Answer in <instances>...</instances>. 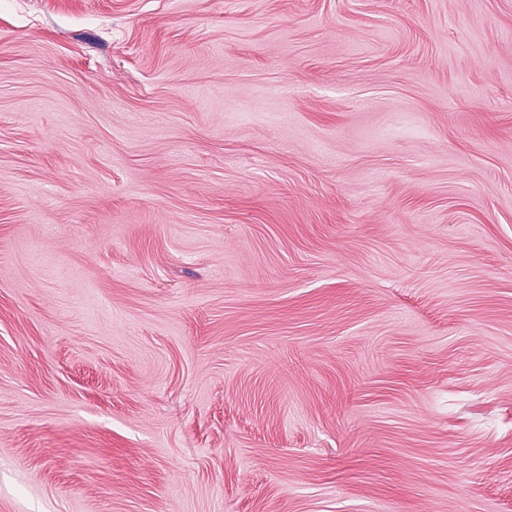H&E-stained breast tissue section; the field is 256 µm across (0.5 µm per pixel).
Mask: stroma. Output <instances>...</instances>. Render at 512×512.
<instances>
[{
    "label": "stroma",
    "mask_w": 512,
    "mask_h": 512,
    "mask_svg": "<svg viewBox=\"0 0 512 512\" xmlns=\"http://www.w3.org/2000/svg\"><path fill=\"white\" fill-rule=\"evenodd\" d=\"M0 512H512V0H0Z\"/></svg>",
    "instance_id": "stroma-1"
}]
</instances>
